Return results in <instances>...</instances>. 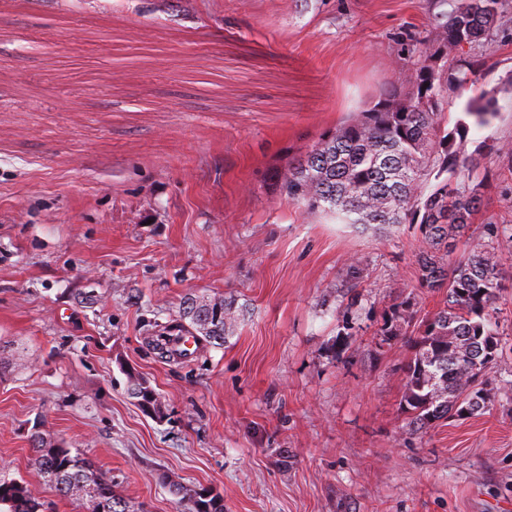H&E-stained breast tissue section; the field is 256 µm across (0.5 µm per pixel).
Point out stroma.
I'll return each instance as SVG.
<instances>
[{
	"mask_svg": "<svg viewBox=\"0 0 512 512\" xmlns=\"http://www.w3.org/2000/svg\"><path fill=\"white\" fill-rule=\"evenodd\" d=\"M436 0H0V474L83 512L32 464L30 435L79 449L145 512L161 480L224 512H512V241L485 413L407 431L395 303L436 310L415 224L365 228L290 204L275 168L376 103L430 35ZM442 119L471 129L484 202L512 224V30L469 55ZM361 258L356 304L347 268ZM235 299L223 345L148 343L188 296ZM147 378L161 419L126 393ZM465 114L473 120L476 128H484L498 115L497 98L491 92L469 98L465 104ZM162 479L176 495L181 497L182 501H186L187 512H224V500L213 489L207 487L187 489L180 483L170 480L169 476H163Z\"/></svg>",
	"mask_w": 512,
	"mask_h": 512,
	"instance_id": "1",
	"label": "stroma"
}]
</instances>
